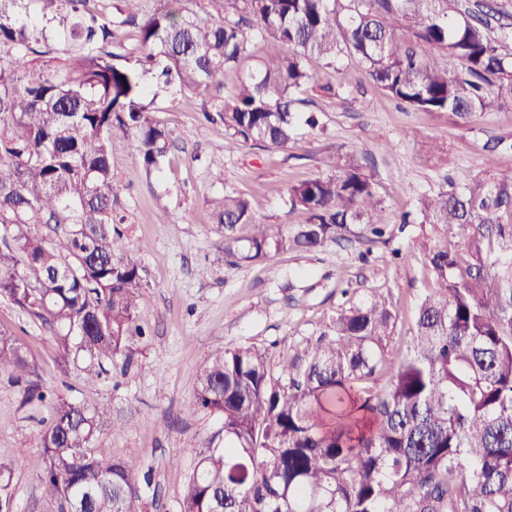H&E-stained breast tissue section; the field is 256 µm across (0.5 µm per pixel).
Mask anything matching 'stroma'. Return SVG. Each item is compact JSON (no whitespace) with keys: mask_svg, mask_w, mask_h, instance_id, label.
<instances>
[{"mask_svg":"<svg viewBox=\"0 0 512 512\" xmlns=\"http://www.w3.org/2000/svg\"><path fill=\"white\" fill-rule=\"evenodd\" d=\"M270 38L256 39L245 67L225 69L213 102L237 89L246 68L280 54ZM314 87L304 92L319 128L297 121L288 147L231 144L223 122H208L191 91H159L154 119L170 133L161 172L135 159L131 138L110 143L112 174L123 191L115 206L120 230L143 267L146 336L131 365L115 361L96 388L77 375H62L49 327L0 298V329L9 331L36 366L35 382L55 397L87 405L111 404L114 414L134 412V428L102 441L112 457L133 466L147 512H180L182 495L203 444L223 443L216 415L187 414L198 375L220 347H268L275 372L300 355L305 344L330 335L337 312L372 293L391 295L398 322L386 341L389 355L409 344L407 328L434 277L419 249L427 227L406 224L422 194L453 182L512 177V102L463 126L447 112H415L373 83L365 68L343 57L335 65L308 59ZM332 83L335 94L325 93ZM356 154L375 183L387 224L382 240L327 244L312 252H288L231 268L224 263V235L212 214L225 193L245 194L263 224H301L283 199L290 185L327 175L337 150ZM23 388L0 376V462L18 453L42 452L40 430L51 404L26 406ZM14 512H56L41 496L35 473L17 466L12 478Z\"/></svg>","mask_w":512,"mask_h":512,"instance_id":"stroma-1","label":"stroma"}]
</instances>
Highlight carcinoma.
<instances>
[{"label":"carcinoma","instance_id":"obj_1","mask_svg":"<svg viewBox=\"0 0 512 512\" xmlns=\"http://www.w3.org/2000/svg\"><path fill=\"white\" fill-rule=\"evenodd\" d=\"M90 2L0 0V295L52 329L58 366L87 386L104 364L130 362L144 335L141 267L112 209L120 185L108 142L133 138L143 167L159 168L169 132L145 104L146 73L207 97L254 39H274L281 54L217 106L234 140L265 148L294 139L297 95L314 82L308 57L352 58L405 107L463 124L512 100V32L491 38L486 12L458 0H210L216 13L205 17L184 0L151 13L143 0H120L114 13ZM54 22L68 65L34 74L29 56ZM125 27L137 30V48L118 54ZM285 205L305 223L259 224L244 195L225 194L213 214L225 264L385 235L375 183L351 153L290 186ZM418 209L431 227L421 247L434 287L416 306L411 348L387 355L397 311L371 295L338 312L332 336L305 346L306 366L286 379L266 348L216 349L187 411L217 415L224 447L200 451L181 512H512V180L450 183ZM1 373L25 384L23 403L46 399L3 330ZM109 414L60 399L40 457L18 458L57 512H145L131 469L99 440ZM12 498L1 463L0 512Z\"/></svg>","mask_w":512,"mask_h":512}]
</instances>
